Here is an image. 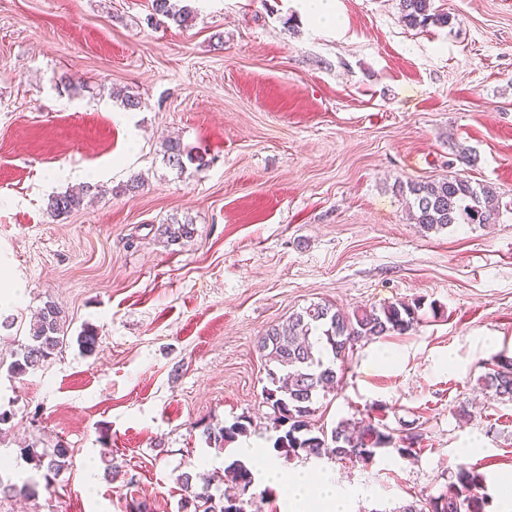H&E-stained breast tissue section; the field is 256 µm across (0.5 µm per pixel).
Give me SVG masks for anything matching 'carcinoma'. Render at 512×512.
Listing matches in <instances>:
<instances>
[{
    "label": "carcinoma",
    "instance_id": "cac0c4a2",
    "mask_svg": "<svg viewBox=\"0 0 512 512\" xmlns=\"http://www.w3.org/2000/svg\"><path fill=\"white\" fill-rule=\"evenodd\" d=\"M152 7L155 14L180 26L194 19L188 9L174 10L171 0H153ZM400 19L409 27L448 24V15L434 11L431 0H400ZM164 155L169 165L180 170L188 164L198 170L210 164L206 153L177 139L165 142ZM406 189L413 197L409 217L426 233H440L463 224H491L499 217V195L496 188L487 184L453 177L411 182ZM91 191L92 186L88 185L79 192L57 193L48 199L47 213L53 218L67 216L84 205ZM162 232L172 242L188 239L194 233L193 222L168 223ZM420 309L419 301L398 300L349 314L329 302H317L271 326L262 337L260 348L273 364L267 372L263 396L272 409L271 421L277 432L275 451L288 457H334L362 464L371 462L382 448H391L402 458L412 456L414 449L405 445V439H396L385 426L341 420L328 431L315 426L312 416L320 392L339 387L345 365L358 342L416 330ZM65 323L60 306L52 302L45 304L30 332L29 343L24 345L19 358L11 362L10 371L24 375L43 367L64 343ZM478 384L494 397L512 401V360L495 364L478 378ZM248 424L243 416L228 426L208 427L203 435L207 442L222 448L247 434ZM23 452L45 468L47 481L69 459V448L60 442L50 450L33 445ZM224 478L239 491L253 483L251 469L239 460L224 470ZM180 481L185 492L183 508H191L193 512H230L228 503L232 497H215L209 486H196L189 473L182 474ZM490 506L485 475L459 463L445 492L429 496L420 504H409L401 512H488Z\"/></svg>",
    "mask_w": 512,
    "mask_h": 512
}]
</instances>
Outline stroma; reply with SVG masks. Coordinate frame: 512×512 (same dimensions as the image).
<instances>
[{
  "label": "stroma",
  "instance_id": "obj_1",
  "mask_svg": "<svg viewBox=\"0 0 512 512\" xmlns=\"http://www.w3.org/2000/svg\"><path fill=\"white\" fill-rule=\"evenodd\" d=\"M432 4L448 25L406 26L399 0H336L325 30L299 0H192L182 27L152 0H0V480L40 488L0 512H183L180 475L222 494L245 446V512H287L269 461L329 474L349 512L439 495L458 463L492 498L512 490V402L477 385L512 359V0ZM170 136L209 167L171 168ZM451 175L497 189L496 223H412L402 184ZM86 182L83 208L47 214ZM176 220L194 235L171 244ZM395 300L422 301L417 330L358 343L314 421L369 417L417 455H278L260 336L314 302ZM48 302L67 340L12 374ZM243 416L247 435L206 444L204 427ZM58 442L71 459L48 480L21 450Z\"/></svg>",
  "mask_w": 512,
  "mask_h": 512
}]
</instances>
